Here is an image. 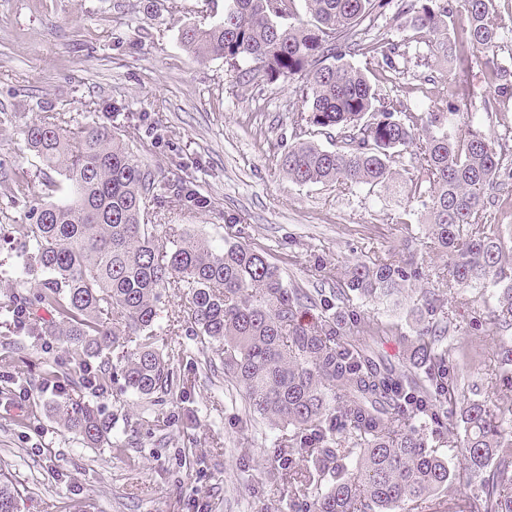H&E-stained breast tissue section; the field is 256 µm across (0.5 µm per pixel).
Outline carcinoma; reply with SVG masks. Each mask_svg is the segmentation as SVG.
<instances>
[{"instance_id":"carcinoma-1","label":"carcinoma","mask_w":512,"mask_h":512,"mask_svg":"<svg viewBox=\"0 0 512 512\" xmlns=\"http://www.w3.org/2000/svg\"><path fill=\"white\" fill-rule=\"evenodd\" d=\"M294 2L224 0L222 17L183 26L180 42L202 61L222 59L233 69L250 64L253 79L299 82L295 93L305 109L294 123L305 128V139L279 159L292 181L349 190L397 180L414 185L425 234L448 258L446 286L492 290L489 394L461 390L450 374L457 347L445 342L449 311L434 292H422L423 308L406 337V370L396 375L366 345L385 332L383 323L358 336L335 313L304 322L308 295L288 287L265 252L240 242L215 248L153 223L149 205L161 208L168 187L155 182L121 134L54 114L27 124L23 139L42 162L46 190H58L49 173L65 177V197H33L26 181L0 190L8 204L26 207L27 223L11 228L23 259L14 287L37 289L22 302L52 319L23 324L19 304L1 302L0 326L57 340L70 364L91 367L81 383L92 381L98 394L114 381L141 398L172 394L184 381L175 354L156 346L153 324L164 291L178 285L189 335L243 385L249 410L288 430V447L306 457L288 507L301 500L308 512H512V399L493 396L512 386V237L501 233L485 202L486 188L501 177L511 180L512 169L476 125L467 99L425 119L402 112L349 61L380 56L391 68L393 56L412 48L451 54L465 68L478 51L498 81L484 110L512 108V69L499 58L512 28L491 21L490 0H461L468 28L459 39L449 36L448 0H302V17ZM382 23L413 35L383 42L373 35ZM333 130L341 145L319 144L318 136ZM403 151L418 159L425 178L392 169ZM429 277L412 256L378 258L345 270L336 295L346 302L388 297ZM130 336L139 337L134 351L112 360ZM56 410L85 443L121 451L112 442L116 421L99 407L68 400ZM444 431L462 470L481 476L448 503L434 500L456 480L433 450ZM18 497L0 471V512H17Z\"/></svg>"}]
</instances>
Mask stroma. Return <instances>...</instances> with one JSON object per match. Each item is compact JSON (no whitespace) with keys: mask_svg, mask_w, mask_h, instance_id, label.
<instances>
[{"mask_svg":"<svg viewBox=\"0 0 512 512\" xmlns=\"http://www.w3.org/2000/svg\"><path fill=\"white\" fill-rule=\"evenodd\" d=\"M223 10L224 0H0V184L24 179L43 194L21 128L52 112L87 115L118 127L157 180L191 182L202 205L168 193L162 223L264 250L313 302L335 301L337 276L360 260L410 253L442 271L447 259L431 247L409 188L393 195L288 179L276 159L300 138L293 82L248 79L223 60L198 61L179 42L183 24ZM369 78L380 96L419 115L456 92L487 134L512 128V110L483 112L490 85L479 62L461 69L409 53ZM435 292L452 313L450 336L479 347L472 319L488 306L478 292ZM417 304L408 290L396 305H357L362 323L386 325L377 349L392 368L406 359L400 338L411 334ZM184 316L183 298L168 292L157 343L184 348L175 363L183 392L157 402L119 383L102 397L81 391L115 419L119 453L88 447L57 420L63 392L39 377L45 361L62 358L59 344L0 327V469L21 491L20 512H304L288 506V475L302 468L301 456L276 453L281 429L250 416L243 388L199 352ZM270 470L278 483L266 482Z\"/></svg>","mask_w":512,"mask_h":512,"instance_id":"35a3bbf8","label":"stroma"}]
</instances>
